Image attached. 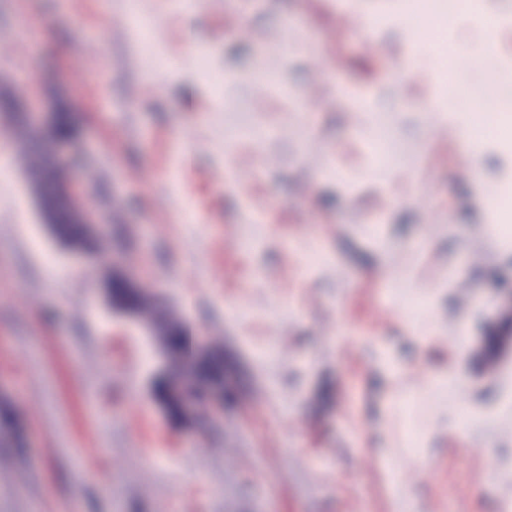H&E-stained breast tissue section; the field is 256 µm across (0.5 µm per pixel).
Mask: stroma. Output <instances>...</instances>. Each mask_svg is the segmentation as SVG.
I'll return each mask as SVG.
<instances>
[{
    "label": "stroma",
    "mask_w": 512,
    "mask_h": 512,
    "mask_svg": "<svg viewBox=\"0 0 512 512\" xmlns=\"http://www.w3.org/2000/svg\"><path fill=\"white\" fill-rule=\"evenodd\" d=\"M397 6L0 0V93L74 113L103 233L80 255L42 222L0 112V512H512V250L442 134L459 116L410 83L387 173L348 104L392 88L400 34L364 22ZM116 249L237 364L223 417L153 398L161 342L108 301Z\"/></svg>",
    "instance_id": "35a3bbf8"
}]
</instances>
